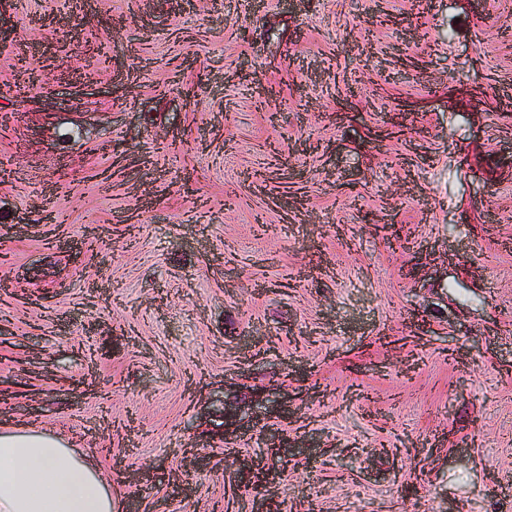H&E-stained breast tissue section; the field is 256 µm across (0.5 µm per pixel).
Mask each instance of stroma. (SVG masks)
Listing matches in <instances>:
<instances>
[{
	"mask_svg": "<svg viewBox=\"0 0 512 512\" xmlns=\"http://www.w3.org/2000/svg\"><path fill=\"white\" fill-rule=\"evenodd\" d=\"M0 12V431L117 512H251L248 457L283 512H512V0Z\"/></svg>",
	"mask_w": 512,
	"mask_h": 512,
	"instance_id": "35a3bbf8",
	"label": "stroma"
}]
</instances>
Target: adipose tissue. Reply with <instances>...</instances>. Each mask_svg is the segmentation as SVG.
Here are the masks:
<instances>
[{"instance_id":"ef3b65f1","label":"adipose tissue","mask_w":512,"mask_h":512,"mask_svg":"<svg viewBox=\"0 0 512 512\" xmlns=\"http://www.w3.org/2000/svg\"><path fill=\"white\" fill-rule=\"evenodd\" d=\"M0 512H115L112 487L62 440L0 433Z\"/></svg>"}]
</instances>
